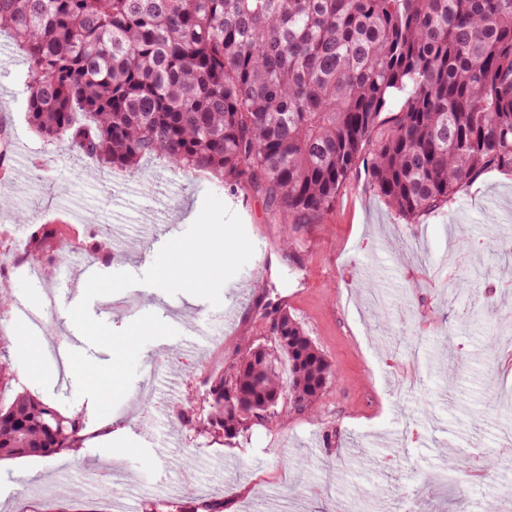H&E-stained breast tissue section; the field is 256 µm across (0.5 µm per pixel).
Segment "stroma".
<instances>
[{
    "instance_id": "35a3bbf8",
    "label": "stroma",
    "mask_w": 512,
    "mask_h": 512,
    "mask_svg": "<svg viewBox=\"0 0 512 512\" xmlns=\"http://www.w3.org/2000/svg\"><path fill=\"white\" fill-rule=\"evenodd\" d=\"M29 66L8 34H0V106L10 140L0 192L11 199L0 227L21 244L35 224H67L73 243L90 234H121L127 245L114 260L70 255L52 277L16 267L11 288L40 304L57 293L40 327L16 316L0 321L7 355L19 381L61 410L83 414L98 438L80 454L0 461V512H55L71 493L55 496L57 475L79 485L93 512H149L158 501L184 498L183 472L193 489L226 512H403L421 488L424 512H512V287L475 292L477 268L512 263V174L489 171L462 188L441 210L415 223L388 207L373 189L369 154H362L336 195L328 218L283 228L265 200L232 191L203 173L183 172L158 159L141 162L134 176L110 169L89 175L86 158L67 143L48 144L26 117ZM217 195L242 220L264 254L222 290L221 306L137 284L96 298L90 312L120 330L152 312L180 327L189 321L222 325L215 341L189 344L185 335L146 344L137 382H153L157 398L205 414L208 380L259 339L261 317L281 304L300 321L337 381L306 413L256 426L232 440H213L125 397L96 418L90 399L77 396L69 364L53 346L76 335L69 308L90 275H143L161 247L184 233L206 193ZM24 211L27 223L15 220ZM404 242L401 253L390 247ZM390 314L375 326L372 294ZM490 308L495 326L465 329L471 295ZM416 336L414 347L395 335ZM167 371L153 374L155 362ZM463 380L448 391L446 373Z\"/></svg>"
}]
</instances>
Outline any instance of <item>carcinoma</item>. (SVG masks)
I'll return each mask as SVG.
<instances>
[{"instance_id": "carcinoma-1", "label": "carcinoma", "mask_w": 512, "mask_h": 512, "mask_svg": "<svg viewBox=\"0 0 512 512\" xmlns=\"http://www.w3.org/2000/svg\"><path fill=\"white\" fill-rule=\"evenodd\" d=\"M32 77L27 121L46 143L134 173L157 157L263 197L279 223L317 224L365 150L371 184L412 221L490 170L512 173V0H0V32ZM400 112L377 139L393 92ZM38 224L30 263L63 264ZM246 345L207 390L205 432L303 413L336 374L288 315L286 348ZM0 361V460L76 453L96 437Z\"/></svg>"}]
</instances>
